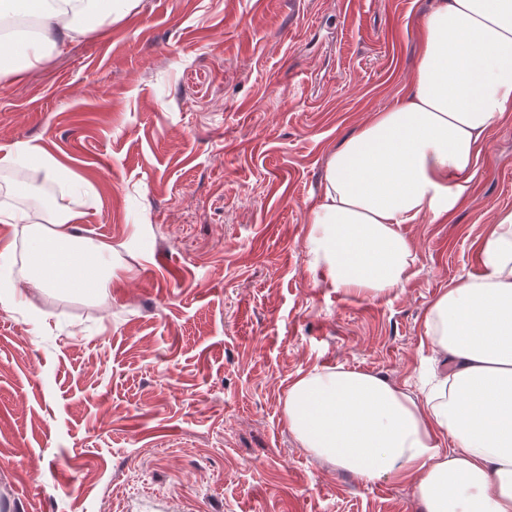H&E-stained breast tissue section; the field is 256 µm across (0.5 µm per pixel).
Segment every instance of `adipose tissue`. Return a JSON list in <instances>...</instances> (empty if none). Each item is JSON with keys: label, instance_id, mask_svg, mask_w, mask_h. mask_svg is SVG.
<instances>
[{"label": "adipose tissue", "instance_id": "adipose-tissue-1", "mask_svg": "<svg viewBox=\"0 0 512 512\" xmlns=\"http://www.w3.org/2000/svg\"><path fill=\"white\" fill-rule=\"evenodd\" d=\"M138 0H0V81L19 80L75 38L125 16ZM416 64L394 104L327 159L309 207V268L330 288L379 297L409 281L412 241L399 230L447 216L465 193L488 131L512 113V0H433L418 20ZM29 163L45 180L65 172L41 146L16 143L0 170ZM79 205L48 226L0 207L29 237L33 288L95 297L114 269L83 245ZM485 271L429 305L425 338L438 370L425 396L344 366L289 387V431L314 456L365 481L411 484L422 512H512V211L483 239Z\"/></svg>", "mask_w": 512, "mask_h": 512}]
</instances>
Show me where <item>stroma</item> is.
Returning <instances> with one entry per match:
<instances>
[{"label":"stroma","mask_w":512,"mask_h":512,"mask_svg":"<svg viewBox=\"0 0 512 512\" xmlns=\"http://www.w3.org/2000/svg\"><path fill=\"white\" fill-rule=\"evenodd\" d=\"M429 6L140 0L0 83V152L29 141L86 179L82 234L118 264L106 297L22 284L0 309V512H420L302 448L284 402L338 365L419 392L428 306L483 273L512 211L511 115L455 211L402 225L404 288L314 283L327 158L394 102Z\"/></svg>","instance_id":"stroma-1"}]
</instances>
